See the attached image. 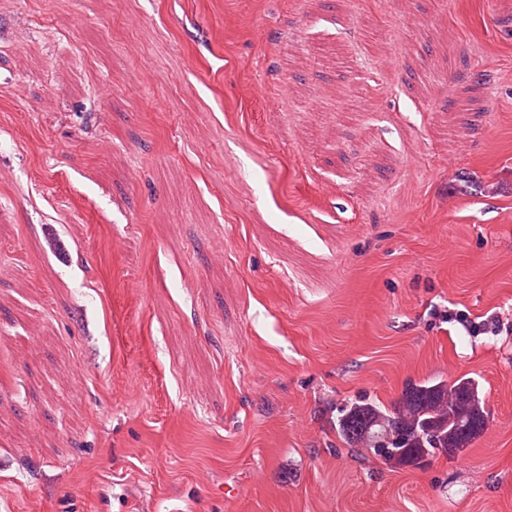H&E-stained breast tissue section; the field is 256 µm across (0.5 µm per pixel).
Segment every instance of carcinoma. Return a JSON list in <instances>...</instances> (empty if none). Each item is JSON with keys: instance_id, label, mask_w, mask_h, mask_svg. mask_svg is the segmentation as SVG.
Masks as SVG:
<instances>
[{"instance_id": "carcinoma-1", "label": "carcinoma", "mask_w": 512, "mask_h": 512, "mask_svg": "<svg viewBox=\"0 0 512 512\" xmlns=\"http://www.w3.org/2000/svg\"><path fill=\"white\" fill-rule=\"evenodd\" d=\"M487 414L478 385L468 378L408 384L391 409L368 399L345 406L337 419L343 441L394 465L463 453L483 432Z\"/></svg>"}]
</instances>
